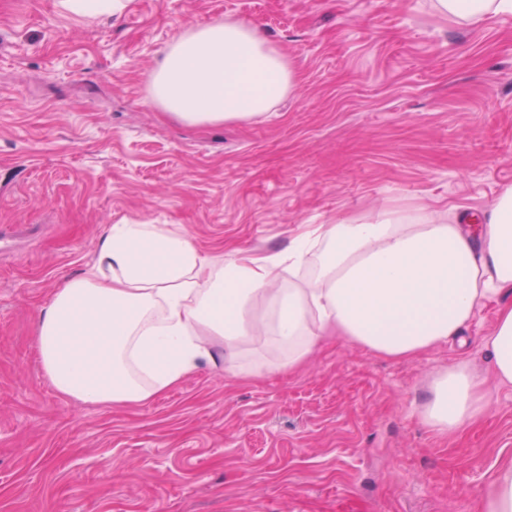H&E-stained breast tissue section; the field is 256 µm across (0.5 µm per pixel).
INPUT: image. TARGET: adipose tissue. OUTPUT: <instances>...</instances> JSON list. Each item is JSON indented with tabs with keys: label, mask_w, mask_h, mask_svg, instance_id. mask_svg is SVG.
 I'll return each mask as SVG.
<instances>
[{
	"label": "adipose tissue",
	"mask_w": 512,
	"mask_h": 512,
	"mask_svg": "<svg viewBox=\"0 0 512 512\" xmlns=\"http://www.w3.org/2000/svg\"><path fill=\"white\" fill-rule=\"evenodd\" d=\"M452 24L512 14V0H432ZM296 88L281 50L251 24L218 20L183 30L165 48L151 102L190 125L265 115ZM512 186L460 219L428 209L379 210L308 224L277 255H203L177 227L110 224L84 274L37 316L42 369L62 395L99 405L147 403L200 363L241 377L292 371L333 336L390 359H411L465 335L497 302L489 352L512 384ZM487 410L468 363L434 381L422 421L442 433ZM480 512H512V461L492 471Z\"/></svg>",
	"instance_id": "obj_1"
}]
</instances>
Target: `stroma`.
Instances as JSON below:
<instances>
[{
    "instance_id": "stroma-1",
    "label": "stroma",
    "mask_w": 512,
    "mask_h": 512,
    "mask_svg": "<svg viewBox=\"0 0 512 512\" xmlns=\"http://www.w3.org/2000/svg\"><path fill=\"white\" fill-rule=\"evenodd\" d=\"M230 18L290 59L267 115L188 126L148 100L181 31ZM512 185V14L469 26L430 0H0V512H476L512 458V386L478 343L392 360L324 342L291 373L201 366L143 406L59 394L36 314L108 224H173L216 259L278 253L304 224L426 205L467 216ZM467 361L488 411L421 420ZM115 2L112 0H65L63 3L65 6L71 5L73 10L85 17H98L112 15Z\"/></svg>"
}]
</instances>
